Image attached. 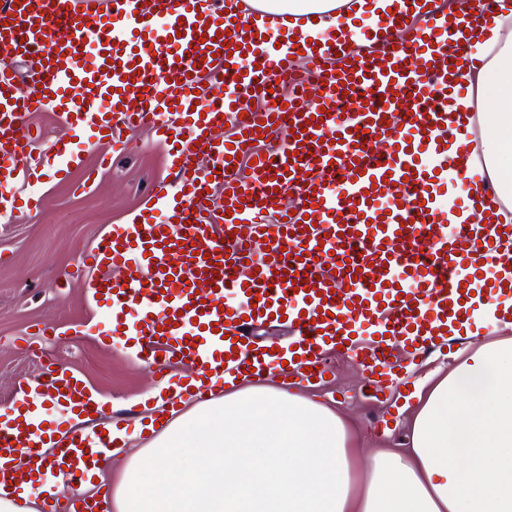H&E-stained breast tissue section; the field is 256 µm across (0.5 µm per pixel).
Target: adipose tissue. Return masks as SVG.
Masks as SVG:
<instances>
[{"mask_svg":"<svg viewBox=\"0 0 512 512\" xmlns=\"http://www.w3.org/2000/svg\"><path fill=\"white\" fill-rule=\"evenodd\" d=\"M494 23L467 38L485 65L468 79L476 96L454 111L483 112V162L489 180L465 182L482 196L492 186L512 224V0ZM392 0H252L261 16L324 15L355 35V18L377 27ZM183 411L147 444L112 449L120 461L110 493L103 466L82 491L98 512H512V341L484 346L431 376L412 411L410 446L361 460L347 424L330 407L285 390L235 382L221 397H180ZM466 468H458V461ZM367 479L354 488L352 473Z\"/></svg>","mask_w":512,"mask_h":512,"instance_id":"obj_1","label":"adipose tissue"}]
</instances>
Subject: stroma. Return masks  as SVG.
<instances>
[{
  "mask_svg": "<svg viewBox=\"0 0 512 512\" xmlns=\"http://www.w3.org/2000/svg\"><path fill=\"white\" fill-rule=\"evenodd\" d=\"M127 138L128 150L108 162H100L98 149L89 146L68 181L48 177L31 185V192L45 200L42 211L0 213V408L55 362L70 366L104 399L105 420L123 405L139 404L155 387L147 368L125 349L103 344L99 328L106 315L86 307L82 278L75 271L82 254L111 225L127 223L147 207L152 184L169 174L165 150L149 127L130 130ZM46 324L63 326L69 337L32 353L23 350L22 338ZM330 361L332 380L317 388L304 386L303 393L344 415L351 447L367 458L381 448L408 446L409 415L402 410V395L437 366L453 364L454 358L435 357L420 364L408 385L377 399L365 397L358 364L336 353Z\"/></svg>",
  "mask_w": 512,
  "mask_h": 512,
  "instance_id": "obj_1",
  "label": "stroma"
}]
</instances>
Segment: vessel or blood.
Returning a JSON list of instances; mask_svg holds the SVG:
<instances>
[{"instance_id":"b4317fda","label":"vessel or blood","mask_w":512,"mask_h":512,"mask_svg":"<svg viewBox=\"0 0 512 512\" xmlns=\"http://www.w3.org/2000/svg\"><path fill=\"white\" fill-rule=\"evenodd\" d=\"M493 19L489 0H466L461 26L445 0H393L386 25L361 27L352 42L308 15L261 25L219 0H0V56L37 65L24 90L12 66L0 67V209L43 207L25 190L44 175L26 113L54 112L64 127L48 148L61 178L83 158L77 141L121 152L127 130L150 126L174 181L155 182L149 209L81 258L102 272L84 284V302L108 313L123 348L169 391L192 384L202 400L204 378L251 367L323 382L336 351L385 392L406 374L392 352L413 362L482 335L474 312L486 301L512 321L502 200L490 191L443 203L474 121L448 110L479 65L466 30ZM411 22V41L396 39ZM279 81L289 94L275 90ZM347 86L361 98L335 111ZM252 98L264 108L251 109ZM284 131L276 150H257ZM201 154L207 167L195 163ZM214 183L226 191L220 210L205 205ZM289 195L299 200L292 210L282 205ZM263 213L274 227L259 223ZM240 222L247 233L236 232ZM274 317L292 327L288 344L253 345L250 328ZM174 359L190 375L170 378ZM50 408L102 410L70 367L54 364L40 394L16 396L0 421V492L53 476L41 451ZM115 445L107 434L67 435L73 494L54 512H89L80 489Z\"/></svg>"}]
</instances>
